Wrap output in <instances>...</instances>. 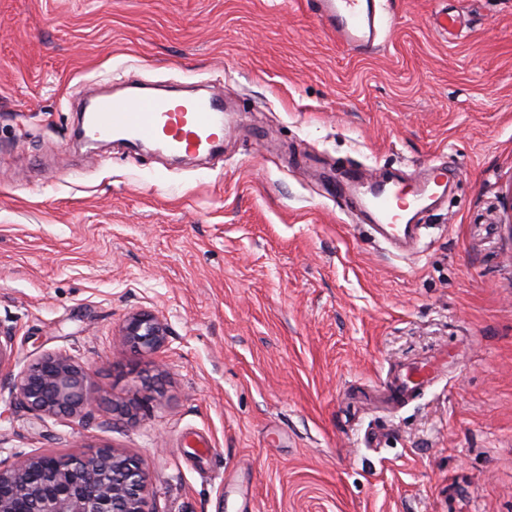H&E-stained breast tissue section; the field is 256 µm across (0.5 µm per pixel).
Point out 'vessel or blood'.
<instances>
[{"mask_svg":"<svg viewBox=\"0 0 512 512\" xmlns=\"http://www.w3.org/2000/svg\"><path fill=\"white\" fill-rule=\"evenodd\" d=\"M308 12L317 18L337 43L348 51L372 52L381 31L383 0H304ZM87 140L112 137L135 144L161 142L173 153L200 156L218 150L230 114L223 93L209 90L179 97L170 92L149 91L132 96L97 88L86 91L80 102ZM396 174L380 172L369 182L350 178L349 195L368 214L372 227L385 241L407 246L419 237V221L446 195L442 167L420 169L414 176L412 196L397 199ZM435 371L417 365L396 373L389 394L401 401L428 384Z\"/></svg>","mask_w":512,"mask_h":512,"instance_id":"obj_1","label":"vessel or blood"}]
</instances>
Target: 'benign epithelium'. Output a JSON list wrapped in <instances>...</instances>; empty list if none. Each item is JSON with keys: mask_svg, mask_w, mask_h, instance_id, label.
I'll use <instances>...</instances> for the list:
<instances>
[{"mask_svg": "<svg viewBox=\"0 0 512 512\" xmlns=\"http://www.w3.org/2000/svg\"><path fill=\"white\" fill-rule=\"evenodd\" d=\"M11 332L0 331V372L12 367ZM144 354L159 353L168 329L145 313L129 316L119 336ZM90 376L70 356L46 352L14 384L27 409L50 418H82L91 405ZM0 512H154L142 460L103 445L58 456L45 450L0 459Z\"/></svg>", "mask_w": 512, "mask_h": 512, "instance_id": "7a95c632", "label": "benign epithelium"}]
</instances>
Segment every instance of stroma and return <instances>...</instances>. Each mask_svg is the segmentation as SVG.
I'll return each instance as SVG.
<instances>
[{
  "label": "stroma",
  "instance_id": "obj_1",
  "mask_svg": "<svg viewBox=\"0 0 512 512\" xmlns=\"http://www.w3.org/2000/svg\"><path fill=\"white\" fill-rule=\"evenodd\" d=\"M380 42L302 0H0V326L13 374L63 352L93 394L43 419L1 382L0 458L114 446L155 512H512V0H388ZM121 78L222 91L220 157L76 143L84 87ZM443 161L411 256L327 195ZM141 310L158 354L118 340ZM435 370L429 365H417L397 372L391 381L389 394L393 401L403 400L416 389L428 384L434 378Z\"/></svg>",
  "mask_w": 512,
  "mask_h": 512
}]
</instances>
